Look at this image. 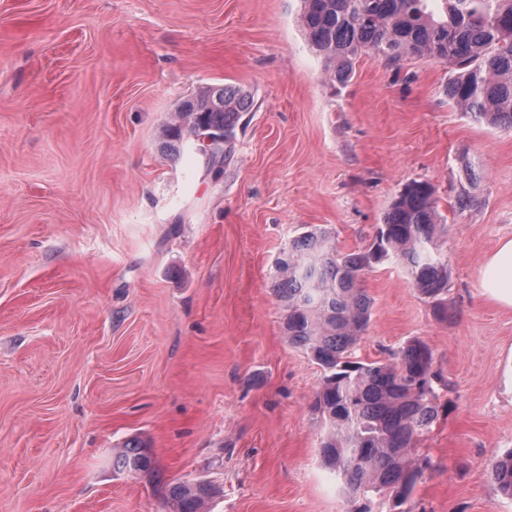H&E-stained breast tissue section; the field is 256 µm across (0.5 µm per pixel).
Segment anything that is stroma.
<instances>
[{
    "mask_svg": "<svg viewBox=\"0 0 512 512\" xmlns=\"http://www.w3.org/2000/svg\"><path fill=\"white\" fill-rule=\"evenodd\" d=\"M301 0H0V512H391L324 468L320 366L289 345L273 286L300 234L361 250L405 184L437 190L447 319L386 262L356 354L418 339L454 388L419 438L435 468L408 512H512L489 464L512 449V310L481 268L512 238V133L449 102L430 58L357 59L331 84ZM249 90L214 175L162 129L203 86ZM465 207H458V199ZM144 439L154 475L114 470ZM209 489H198L197 487H208ZM194 488L190 481L177 480L168 484L167 499L173 507V512H205L206 505L218 493L219 489L214 484L205 480L194 482Z\"/></svg>",
    "mask_w": 512,
    "mask_h": 512,
    "instance_id": "1",
    "label": "stroma"
}]
</instances>
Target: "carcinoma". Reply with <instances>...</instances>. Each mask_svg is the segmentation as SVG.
Here are the masks:
<instances>
[{
    "label": "carcinoma",
    "mask_w": 512,
    "mask_h": 512,
    "mask_svg": "<svg viewBox=\"0 0 512 512\" xmlns=\"http://www.w3.org/2000/svg\"><path fill=\"white\" fill-rule=\"evenodd\" d=\"M301 23L311 50L324 60L326 75L345 82L363 54L390 64L409 56L429 57L456 70L448 101L478 120L512 131V0H444L445 15L428 0H302ZM253 107L237 86H207L183 100L164 127L165 144L177 152L192 142L197 123L224 138L232 150L241 115ZM436 190L412 181L390 203L372 243L342 251L325 230L308 231L282 250L275 293L287 307L284 333L322 368L314 407L327 427L320 442L323 465L343 488L365 499L396 492L397 504L412 496L433 463L414 456L415 442L439 419L448 377L434 366L428 346L412 340L384 360L356 356L368 328L373 300L362 288L365 272L386 261L402 265L414 289L434 304L440 318L448 293V263L436 240L444 230ZM122 471L152 475L146 445L126 440L113 458ZM489 476L512 499V450L490 463ZM219 489L168 484L173 512H206Z\"/></svg>",
    "instance_id": "obj_1"
}]
</instances>
